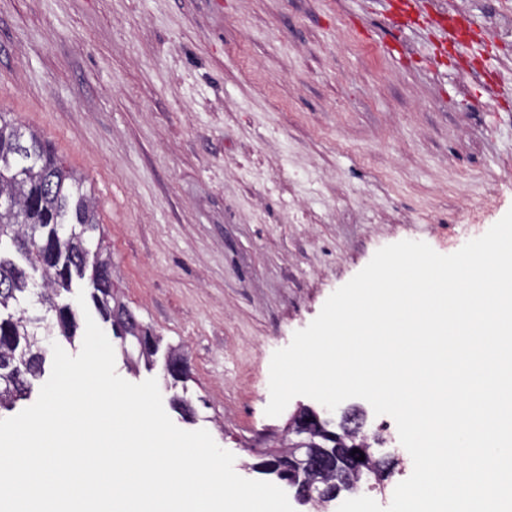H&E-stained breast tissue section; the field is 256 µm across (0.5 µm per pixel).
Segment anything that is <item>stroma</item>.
Instances as JSON below:
<instances>
[{
  "label": "stroma",
  "mask_w": 512,
  "mask_h": 512,
  "mask_svg": "<svg viewBox=\"0 0 512 512\" xmlns=\"http://www.w3.org/2000/svg\"><path fill=\"white\" fill-rule=\"evenodd\" d=\"M463 9L458 42L448 0H0V113L83 177L116 295L161 338L117 373L244 478L303 406L379 434L393 469L359 494L388 506L412 473L365 400L266 416L270 361L380 248L448 255L512 209V37ZM172 346L188 381L163 377Z\"/></svg>",
  "instance_id": "stroma-1"
}]
</instances>
